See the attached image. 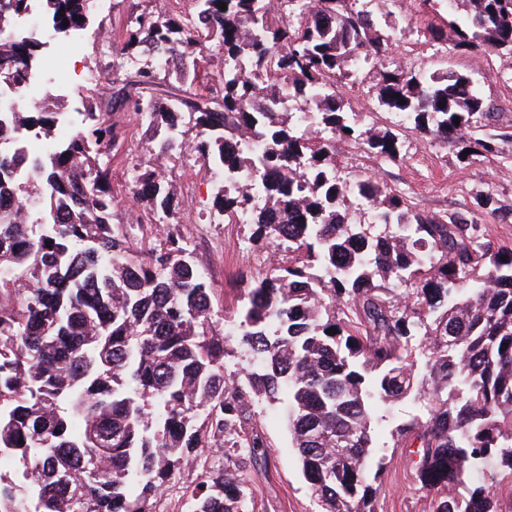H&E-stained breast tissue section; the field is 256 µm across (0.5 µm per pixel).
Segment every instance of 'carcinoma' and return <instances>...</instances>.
I'll list each match as a JSON object with an SVG mask.
<instances>
[{
    "instance_id": "carcinoma-1",
    "label": "carcinoma",
    "mask_w": 512,
    "mask_h": 512,
    "mask_svg": "<svg viewBox=\"0 0 512 512\" xmlns=\"http://www.w3.org/2000/svg\"><path fill=\"white\" fill-rule=\"evenodd\" d=\"M313 2L129 12L117 54L151 63L126 72L117 91L93 92L75 120L36 104L0 120V458L18 463L15 478L0 474V512H153L168 476L197 465L198 449L221 439L237 447L232 436L260 398L288 402L291 446L321 512H374L373 421L404 398L419 414L391 436L417 445L416 478L436 493L435 512H499L498 492L512 494V246L462 213L416 210L371 178L341 181L333 165L351 143L403 160L399 135L361 130L340 94L364 63L380 68L383 111L471 150L470 163L512 159V125L473 71L400 65L387 13ZM31 3L0 0V85L22 95L42 42L5 28ZM39 4L59 36L86 24L87 0ZM460 4L449 36L432 33L434 53L512 59V0ZM214 43L224 70L200 91L190 78ZM286 92L312 108L310 122L283 106ZM174 109L190 127L172 132ZM124 110L152 134L153 163L137 174L133 200L166 218L175 193L163 161L191 151L230 181L258 175L264 204L250 205L247 185L233 193L222 182L212 200L224 223L247 213L252 240L288 251L241 289L237 345L253 360L243 374H224V338L210 334L214 288L181 241L169 235L137 253L126 244L105 161L120 137L105 116ZM66 123L78 133L48 152L12 146ZM252 128L264 134L260 158L226 148ZM353 197L383 233L356 231ZM473 199L479 213L512 216L490 193ZM234 467L195 484L191 512H244Z\"/></svg>"
}]
</instances>
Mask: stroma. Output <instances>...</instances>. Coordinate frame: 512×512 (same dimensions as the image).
I'll return each instance as SVG.
<instances>
[{
  "label": "stroma",
  "mask_w": 512,
  "mask_h": 512,
  "mask_svg": "<svg viewBox=\"0 0 512 512\" xmlns=\"http://www.w3.org/2000/svg\"><path fill=\"white\" fill-rule=\"evenodd\" d=\"M175 7L187 11L191 2L121 0L117 7L90 13L86 38L66 45L51 43L48 50L60 54L66 76L63 88L70 93L60 103V111H83L88 90L100 88L111 92L113 82L123 77L128 65L125 59L114 56L112 44L122 37L128 11L166 15ZM391 9L398 35L394 57L416 68L473 70L483 95L503 110L512 111V63L492 55L433 54L428 44L430 29L446 26L445 0H394ZM377 81L376 70H364L362 85L347 91L346 96L352 108L365 110L366 127L399 129L405 158L399 163H384L357 145H342L335 156L337 174L348 181L369 177L400 189L414 208L431 214L469 212L472 195L479 190L492 193L502 203H512V161L493 158L466 165L452 149L428 143L411 130L400 128L398 116L377 111L376 99L368 93ZM116 119L123 127L125 139L110 161L111 188L114 211L124 225L128 245L134 249L156 247L163 244L166 235L179 237L215 289L213 322L217 335L234 337L241 281L265 274L270 248L251 240L248 225L211 223L213 173L190 153L165 165L166 178L175 191L177 214L169 223H158L149 206L132 199L135 167L149 165L152 160L146 150L150 134L130 114H117ZM287 410L284 402L263 403L255 408L251 425L265 437L268 448L257 465L248 470L246 512L320 510L291 446ZM417 412L411 399H401L384 408L374 423L373 460L381 465L375 482V512H433L435 508L432 493L422 488L416 478V447L395 444L390 435L396 424ZM230 454V449L220 444L205 448L195 468L170 474L155 504L156 512H189L191 488L209 472L229 467Z\"/></svg>",
  "instance_id": "1"
}]
</instances>
